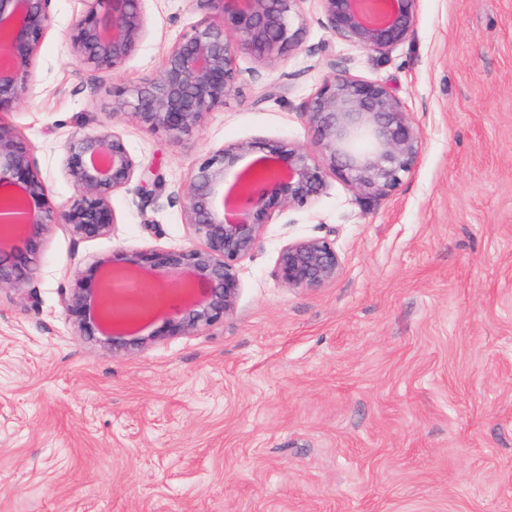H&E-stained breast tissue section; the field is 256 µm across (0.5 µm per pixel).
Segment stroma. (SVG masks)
Wrapping results in <instances>:
<instances>
[{
  "label": "stroma",
  "instance_id": "35a3bbf8",
  "mask_svg": "<svg viewBox=\"0 0 512 512\" xmlns=\"http://www.w3.org/2000/svg\"><path fill=\"white\" fill-rule=\"evenodd\" d=\"M82 7L52 0L33 91L0 122L54 203L75 195L64 158L82 135L114 128L138 170L112 236L53 226L23 294L0 293V512H512V0H416L414 38L386 55L304 0L300 49L240 53L239 95L182 137L110 112L199 20L190 0H144L145 35L113 70L71 55ZM335 62L387 83L419 129L399 190L369 202L332 177L274 217L213 326L118 354L79 335L63 303L76 272L116 247L193 244L181 190L208 152L312 148L303 106ZM324 236L336 280L284 286L280 247Z\"/></svg>",
  "mask_w": 512,
  "mask_h": 512
}]
</instances>
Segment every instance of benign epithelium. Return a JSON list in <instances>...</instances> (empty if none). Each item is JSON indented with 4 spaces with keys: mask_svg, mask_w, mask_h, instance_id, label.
Listing matches in <instances>:
<instances>
[{
    "mask_svg": "<svg viewBox=\"0 0 512 512\" xmlns=\"http://www.w3.org/2000/svg\"><path fill=\"white\" fill-rule=\"evenodd\" d=\"M84 9L69 34L82 65L115 69L141 41L142 0H82ZM202 14L168 50L160 75L113 106L112 117L129 111L147 129L176 136L198 130L209 112L239 92V53L273 63L301 47L305 0H191ZM321 24L351 45L385 55L415 35V0H319ZM51 0H0V112L30 92L32 61L50 24ZM323 80L303 107L321 155L288 141H239L207 154L182 188L183 215L202 245L178 250L145 248L94 259L75 274L64 305L83 336L113 334L154 321L170 310L152 336H187L215 325L235 309L239 263L259 244L276 214L311 206L334 175L368 200L392 195L411 172L421 136L393 89L342 68ZM261 155L239 171L217 206L216 189L247 154ZM65 168L76 197L55 205L28 144L0 122V291L22 290L30 280L46 235L65 225L79 240L114 231L113 194L127 185L137 162L122 137L103 130L71 141ZM159 270L169 278L161 302L130 288ZM341 270L335 242L327 237L288 240L275 274L285 286L324 288Z\"/></svg>",
    "mask_w": 512,
    "mask_h": 512,
    "instance_id": "obj_1",
    "label": "benign epithelium"
}]
</instances>
